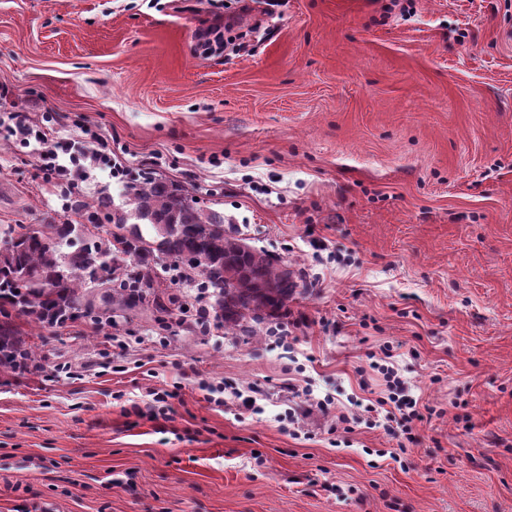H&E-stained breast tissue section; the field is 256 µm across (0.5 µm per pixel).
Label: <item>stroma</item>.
I'll use <instances>...</instances> for the list:
<instances>
[{"label": "stroma", "instance_id": "35a3bbf8", "mask_svg": "<svg viewBox=\"0 0 512 512\" xmlns=\"http://www.w3.org/2000/svg\"><path fill=\"white\" fill-rule=\"evenodd\" d=\"M191 9H183V2ZM0 0V225L82 224L122 179L46 180L39 135L107 139L287 263L300 292L225 333L187 283L33 331L0 374V512H512V0ZM235 19L246 50L195 53ZM125 337V348L112 339ZM393 364L433 416L399 449L367 413ZM260 389L263 413L196 381ZM179 387L175 421L141 409ZM325 401L286 422L306 402ZM221 28V24H216L198 30L195 36V50L208 56L223 53L224 37Z\"/></svg>", "mask_w": 512, "mask_h": 512}]
</instances>
